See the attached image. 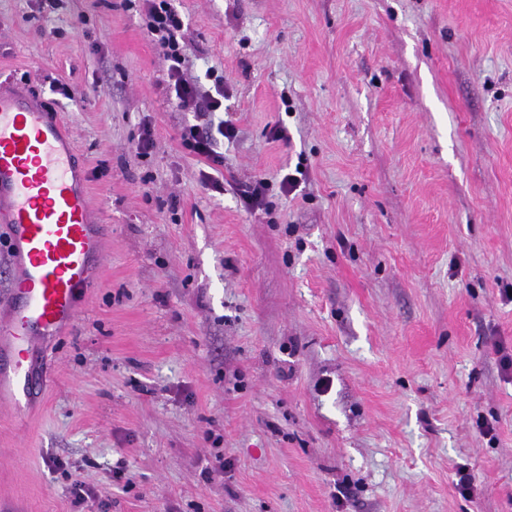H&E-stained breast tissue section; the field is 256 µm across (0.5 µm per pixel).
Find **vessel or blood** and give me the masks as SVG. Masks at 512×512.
Instances as JSON below:
<instances>
[{
    "instance_id": "vessel-or-blood-1",
    "label": "vessel or blood",
    "mask_w": 512,
    "mask_h": 512,
    "mask_svg": "<svg viewBox=\"0 0 512 512\" xmlns=\"http://www.w3.org/2000/svg\"><path fill=\"white\" fill-rule=\"evenodd\" d=\"M87 182L60 115L0 90V223L17 267L0 322V395L19 415L45 385L34 350L76 322L103 258Z\"/></svg>"
}]
</instances>
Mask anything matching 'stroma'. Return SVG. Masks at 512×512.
Wrapping results in <instances>:
<instances>
[{"label":"stroma","mask_w":512,"mask_h":512,"mask_svg":"<svg viewBox=\"0 0 512 512\" xmlns=\"http://www.w3.org/2000/svg\"><path fill=\"white\" fill-rule=\"evenodd\" d=\"M174 5L223 112L169 95L143 0H0V85L108 226L49 386L0 404V512H512V0ZM222 120L223 165L181 146Z\"/></svg>","instance_id":"stroma-1"}]
</instances>
